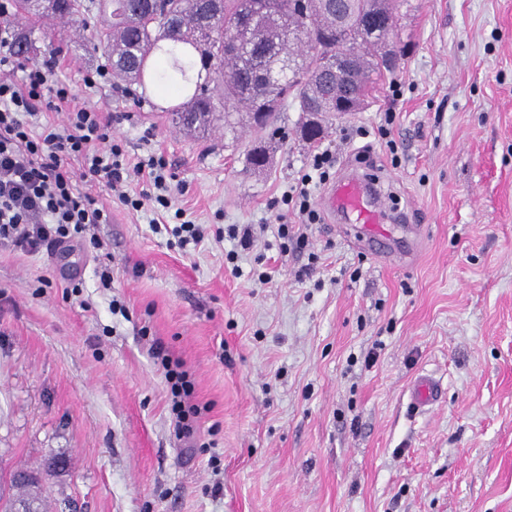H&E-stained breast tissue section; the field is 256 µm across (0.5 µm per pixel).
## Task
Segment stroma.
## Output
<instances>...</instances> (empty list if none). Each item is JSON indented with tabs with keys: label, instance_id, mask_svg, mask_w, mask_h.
<instances>
[{
	"label": "stroma",
	"instance_id": "35a3bbf8",
	"mask_svg": "<svg viewBox=\"0 0 512 512\" xmlns=\"http://www.w3.org/2000/svg\"><path fill=\"white\" fill-rule=\"evenodd\" d=\"M411 3L391 79L315 145L292 103L272 141L220 120L188 135L144 89L87 88L90 33L56 25L58 79L113 114L130 162L164 156L206 234L184 251L102 185L99 250L0 251V470L33 465L50 512H512V0ZM325 149L329 183L384 188L386 252L323 208L329 184L307 248L281 251V198ZM241 224L261 232L231 265ZM157 341L207 408L194 440L174 435ZM421 373L444 395L413 414Z\"/></svg>",
	"mask_w": 512,
	"mask_h": 512
}]
</instances>
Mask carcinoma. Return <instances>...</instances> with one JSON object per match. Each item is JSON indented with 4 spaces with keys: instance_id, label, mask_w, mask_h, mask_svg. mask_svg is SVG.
<instances>
[{
    "instance_id": "cac0c4a2",
    "label": "carcinoma",
    "mask_w": 512,
    "mask_h": 512,
    "mask_svg": "<svg viewBox=\"0 0 512 512\" xmlns=\"http://www.w3.org/2000/svg\"><path fill=\"white\" fill-rule=\"evenodd\" d=\"M404 4L409 0H47L35 9L32 0H11L9 19L29 24V33L13 43L26 60L37 55L31 38L36 29L56 50L45 18L90 29L85 48L101 53L112 79L127 88L144 84L149 59L160 55L161 78L186 94L171 109L172 124L186 132L206 130L217 112L224 113V129L234 132L242 111L262 131L271 123L257 114L274 117L292 101L308 117L301 128L313 141L323 124L336 118L343 88L350 86L363 98L392 72L378 37L345 17L370 16L391 30L397 7ZM307 28L320 35L319 45L301 43L300 64L284 68L273 51L275 41H292ZM338 53L348 67L335 75L327 64ZM197 60L206 71L202 81L194 77ZM39 482L24 487L0 473V512H14L16 503L29 499L34 512H46L42 497L31 491Z\"/></svg>"
}]
</instances>
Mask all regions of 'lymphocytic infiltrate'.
Returning <instances> with one entry per match:
<instances>
[{
	"instance_id": "f902f5d3",
	"label": "lymphocytic infiltrate",
	"mask_w": 512,
	"mask_h": 512,
	"mask_svg": "<svg viewBox=\"0 0 512 512\" xmlns=\"http://www.w3.org/2000/svg\"><path fill=\"white\" fill-rule=\"evenodd\" d=\"M56 67L51 58L20 64L6 36L0 35V249L30 254L45 246L58 248L97 225L111 223V210L89 191L79 190L81 181L105 184L135 212L155 213L171 206L164 158L152 156L128 166L122 143L112 137L111 114L75 106L70 87L55 78ZM44 109L65 111L66 121L41 124V131L32 133ZM74 158L80 159L82 171L71 168ZM333 165L331 152L315 153L310 172L287 195L303 223H319L310 185L329 179ZM133 172L147 173L151 191L135 197L124 192ZM152 352L170 386L176 435L192 437L200 413L193 401L194 383L182 362L161 344H153Z\"/></svg>"
}]
</instances>
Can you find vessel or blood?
<instances>
[{
	"label": "vessel or blood",
	"instance_id": "obj_1",
	"mask_svg": "<svg viewBox=\"0 0 512 512\" xmlns=\"http://www.w3.org/2000/svg\"><path fill=\"white\" fill-rule=\"evenodd\" d=\"M325 205L343 212L351 223L362 225L366 233L381 237L383 222V194L380 189L360 177L342 178L324 196ZM443 387L439 380L428 374L414 378L409 398L416 409L426 410L441 400Z\"/></svg>",
	"mask_w": 512,
	"mask_h": 512
}]
</instances>
